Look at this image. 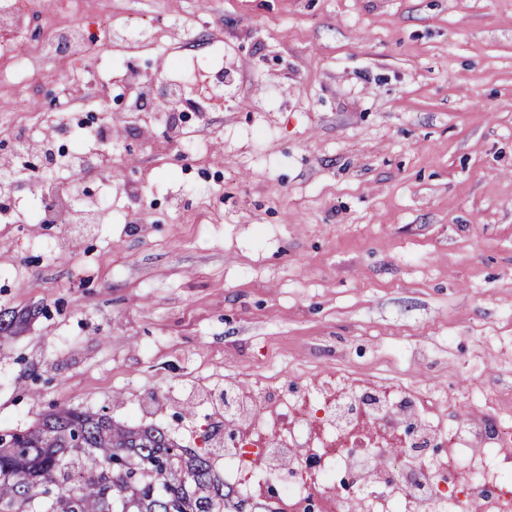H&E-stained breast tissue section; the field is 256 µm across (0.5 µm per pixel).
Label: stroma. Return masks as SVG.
I'll return each mask as SVG.
<instances>
[{"mask_svg":"<svg viewBox=\"0 0 512 512\" xmlns=\"http://www.w3.org/2000/svg\"><path fill=\"white\" fill-rule=\"evenodd\" d=\"M72 20L85 56L0 84V308L36 312L0 347V429L65 406L203 452L228 378L403 383L452 424L512 399V0H70L24 41ZM176 69L223 72L211 111L98 98ZM62 145L99 165L44 169ZM47 204L41 212V219L45 222H55L66 213L72 206V195L60 193L48 194L45 196Z\"/></svg>","mask_w":512,"mask_h":512,"instance_id":"obj_1","label":"stroma"}]
</instances>
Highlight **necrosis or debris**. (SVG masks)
I'll return each instance as SVG.
<instances>
[{
  "label": "necrosis or debris",
  "instance_id": "1",
  "mask_svg": "<svg viewBox=\"0 0 512 512\" xmlns=\"http://www.w3.org/2000/svg\"><path fill=\"white\" fill-rule=\"evenodd\" d=\"M40 6V0H0V31L13 34L0 40V74H28L21 19ZM86 48L82 25L73 23L54 28L39 56L63 59ZM224 389L236 399L224 423L244 430L238 444L224 451V470L238 494L256 495L284 463L296 476L283 493L287 512H304L313 497L321 512H345L340 489L349 481L366 488L363 512H464L473 501L480 512H512L511 412L496 413L488 426L464 410L452 428L441 395L398 385L352 388L340 375L260 411L233 381H225ZM410 419L418 423L414 449L387 465L395 437ZM436 439L447 447L446 457L425 453Z\"/></svg>",
  "mask_w": 512,
  "mask_h": 512
}]
</instances>
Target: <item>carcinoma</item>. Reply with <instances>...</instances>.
<instances>
[{
  "instance_id": "cac0c4a2",
  "label": "carcinoma",
  "mask_w": 512,
  "mask_h": 512,
  "mask_svg": "<svg viewBox=\"0 0 512 512\" xmlns=\"http://www.w3.org/2000/svg\"><path fill=\"white\" fill-rule=\"evenodd\" d=\"M27 315L0 309V343ZM239 512L208 453L162 430L63 407L24 430H0V512Z\"/></svg>"
}]
</instances>
